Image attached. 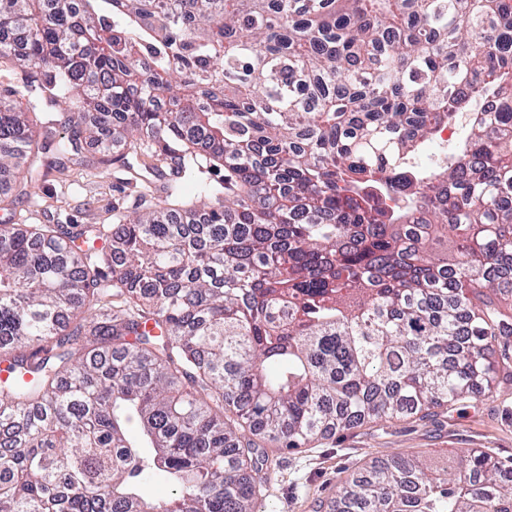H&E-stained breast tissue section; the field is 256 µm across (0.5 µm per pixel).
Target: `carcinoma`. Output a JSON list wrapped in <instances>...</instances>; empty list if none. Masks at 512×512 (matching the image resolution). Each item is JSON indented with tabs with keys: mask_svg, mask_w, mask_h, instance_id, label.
<instances>
[{
	"mask_svg": "<svg viewBox=\"0 0 512 512\" xmlns=\"http://www.w3.org/2000/svg\"><path fill=\"white\" fill-rule=\"evenodd\" d=\"M5 61L17 196L88 143L173 178L112 226L0 224V512H260L254 437L296 450L493 387L512 0H0ZM333 510L512 512V459L375 461Z\"/></svg>",
	"mask_w": 512,
	"mask_h": 512,
	"instance_id": "carcinoma-1",
	"label": "carcinoma"
}]
</instances>
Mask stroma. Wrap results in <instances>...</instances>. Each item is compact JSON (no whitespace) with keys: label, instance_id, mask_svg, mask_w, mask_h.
Returning a JSON list of instances; mask_svg holds the SVG:
<instances>
[{"label":"stroma","instance_id":"obj_1","mask_svg":"<svg viewBox=\"0 0 512 512\" xmlns=\"http://www.w3.org/2000/svg\"><path fill=\"white\" fill-rule=\"evenodd\" d=\"M85 161L45 167L31 198L0 199V223L108 224L113 214L131 215L157 204L134 171L102 161L95 146H86ZM495 358L504 378L492 391L439 408L424 418L378 420L325 434L308 447L277 451L276 474L259 497L262 512H328L337 488L373 461L392 456L431 462L478 449L512 459V346H497Z\"/></svg>","mask_w":512,"mask_h":512}]
</instances>
